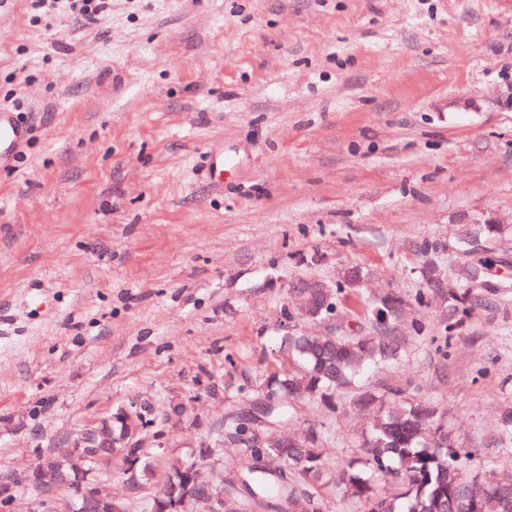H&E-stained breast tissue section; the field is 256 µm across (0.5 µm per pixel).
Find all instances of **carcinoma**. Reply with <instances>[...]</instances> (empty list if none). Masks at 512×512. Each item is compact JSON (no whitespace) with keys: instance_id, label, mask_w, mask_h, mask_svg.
Listing matches in <instances>:
<instances>
[{"instance_id":"carcinoma-1","label":"carcinoma","mask_w":512,"mask_h":512,"mask_svg":"<svg viewBox=\"0 0 512 512\" xmlns=\"http://www.w3.org/2000/svg\"><path fill=\"white\" fill-rule=\"evenodd\" d=\"M503 232L501 224H466L461 238L489 239ZM489 262L486 256L445 272L427 269V288L416 301L438 300L448 334L461 329L472 311L489 298L504 303L512 300V285L498 282L490 286ZM365 277L357 266L343 269L326 298L307 287V279L293 281L289 294L297 299L306 295L318 315L299 317L306 327L281 337L279 351L288 358V373L262 374L239 392L255 389L275 398L273 420L296 400L334 413L342 404L341 396H349V406L369 416L362 435L364 459L343 476L348 498L362 505L364 512H512V471L467 469L464 446L434 405L366 385L372 371L394 366L404 356L407 338L399 330V320L408 306L406 299L395 291L364 298L367 317L358 334L335 332L327 326L339 316L342 301L360 290ZM496 430L512 440L511 405L501 408ZM332 433L324 425L294 444L268 449L281 464L276 471L260 465V449L245 442L232 449L234 459L227 467L231 476L224 482V512H250L259 505L291 510L300 497L309 495L310 488L331 482L334 472L325 447ZM178 467L173 464L166 483L149 496L118 495L124 512H160L161 495L180 496L190 490L207 494L206 488L181 479Z\"/></svg>"}]
</instances>
